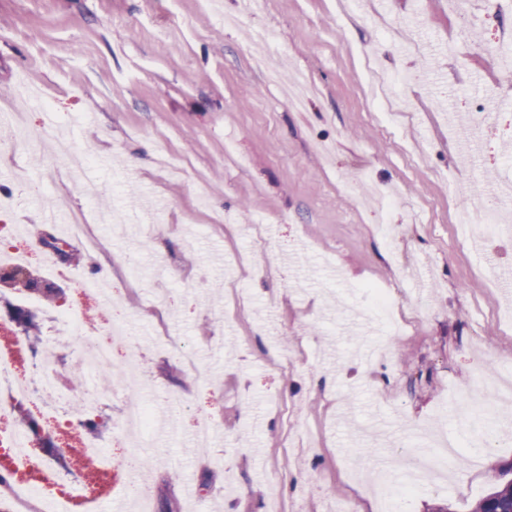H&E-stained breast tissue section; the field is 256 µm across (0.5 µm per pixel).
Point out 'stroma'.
I'll return each instance as SVG.
<instances>
[{
	"label": "stroma",
	"instance_id": "35a3bbf8",
	"mask_svg": "<svg viewBox=\"0 0 512 512\" xmlns=\"http://www.w3.org/2000/svg\"><path fill=\"white\" fill-rule=\"evenodd\" d=\"M493 0H0V113L21 111L29 148L0 127V246L29 254L42 280V233L86 218L105 252L81 254L56 308L98 325L101 306L77 308L82 285L105 282L132 339L112 346V377H98L112 465L124 473V404L151 398L175 430L151 452L148 512H269L270 477L282 512H328L375 499L349 477L360 449L374 462L422 444L426 428L458 429L453 390L476 373L512 371V328L500 309L512 284V237L479 253L454 224L460 185L512 181V43L496 39ZM240 14L225 27L223 14ZM307 74L318 94L296 112L264 84L267 64ZM385 80L397 113L379 119L367 100ZM474 124L481 151L464 159L446 120ZM398 193L390 207L359 193ZM59 209L62 221L43 220ZM131 226L113 242L98 216ZM153 224L151 247L135 228ZM389 226L391 238L377 228ZM391 289L410 326L390 361L369 316L364 285ZM177 338L186 360L162 349ZM287 351L288 368L272 350ZM144 391L112 397L129 356ZM218 431L192 447L197 421ZM512 440L462 438L454 480L394 492L391 512L436 505L472 512Z\"/></svg>",
	"mask_w": 512,
	"mask_h": 512
}]
</instances>
